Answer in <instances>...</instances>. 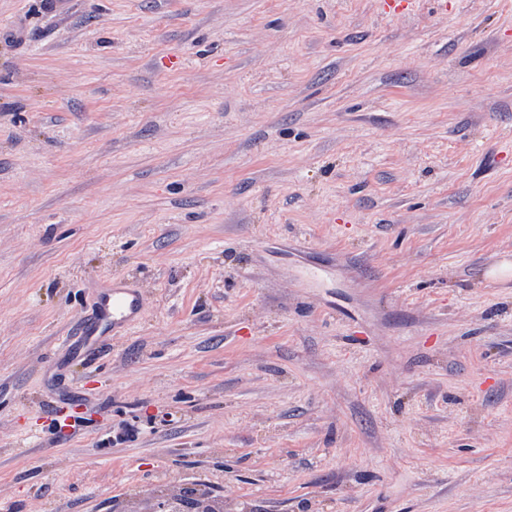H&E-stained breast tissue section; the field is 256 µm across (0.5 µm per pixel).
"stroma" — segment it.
I'll list each match as a JSON object with an SVG mask.
<instances>
[{
  "label": "stroma",
  "instance_id": "obj_1",
  "mask_svg": "<svg viewBox=\"0 0 512 512\" xmlns=\"http://www.w3.org/2000/svg\"><path fill=\"white\" fill-rule=\"evenodd\" d=\"M384 2L0 0V512H512V0ZM98 288L104 291L98 306V321L104 324L105 329L112 326V332L132 329L144 309L143 295L121 279H112Z\"/></svg>",
  "mask_w": 512,
  "mask_h": 512
}]
</instances>
